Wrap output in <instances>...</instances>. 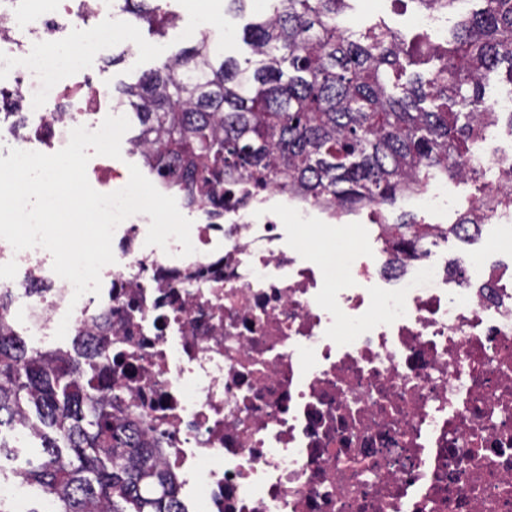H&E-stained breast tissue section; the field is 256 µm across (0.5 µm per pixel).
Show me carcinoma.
Instances as JSON below:
<instances>
[{
  "label": "carcinoma",
  "instance_id": "1",
  "mask_svg": "<svg viewBox=\"0 0 512 512\" xmlns=\"http://www.w3.org/2000/svg\"><path fill=\"white\" fill-rule=\"evenodd\" d=\"M135 26L161 35L174 15L155 0H119ZM245 27L250 56L218 60L208 40L167 56L119 90L147 166L191 209L219 216L224 193L246 198L268 186L336 217L393 206L410 179L427 185L465 172L475 121H498L487 74L507 62L512 84V0H476L448 40V57L425 64L377 25L355 38L338 19L346 0H267ZM419 221L394 225L412 246ZM108 335L79 358L52 357L0 330V427L27 426L41 440L22 473L51 512H181L176 476L112 415Z\"/></svg>",
  "mask_w": 512,
  "mask_h": 512
}]
</instances>
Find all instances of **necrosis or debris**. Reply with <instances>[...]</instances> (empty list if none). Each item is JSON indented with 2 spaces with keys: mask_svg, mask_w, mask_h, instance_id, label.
Here are the masks:
<instances>
[{
  "mask_svg": "<svg viewBox=\"0 0 512 512\" xmlns=\"http://www.w3.org/2000/svg\"><path fill=\"white\" fill-rule=\"evenodd\" d=\"M133 21L116 0H0V82L19 88L55 153L112 109L89 77L99 32ZM72 51L61 54L57 45ZM512 153L478 141L466 169L484 221L512 253ZM197 212L195 252L146 245L151 219L116 228L100 294L74 298L40 247L0 244L9 324L47 350L112 333V388L176 476L184 512H512V269L466 254L448 270L372 237L302 249L276 196Z\"/></svg>",
  "mask_w": 512,
  "mask_h": 512,
  "instance_id": "4bbe7bcc",
  "label": "necrosis or debris"
}]
</instances>
